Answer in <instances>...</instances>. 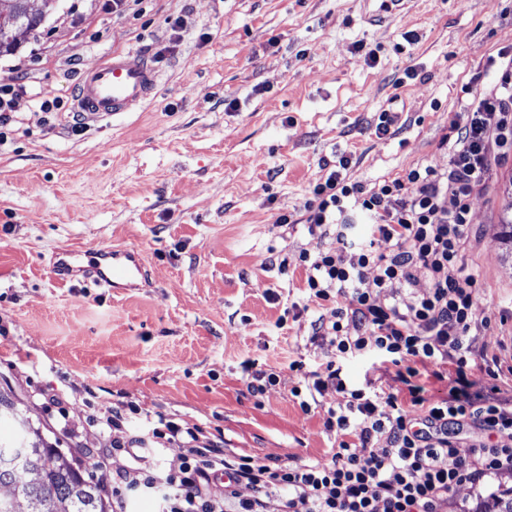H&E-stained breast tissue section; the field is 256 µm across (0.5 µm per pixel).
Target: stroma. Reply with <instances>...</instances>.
<instances>
[{"label":"stroma","mask_w":512,"mask_h":512,"mask_svg":"<svg viewBox=\"0 0 512 512\" xmlns=\"http://www.w3.org/2000/svg\"><path fill=\"white\" fill-rule=\"evenodd\" d=\"M102 3L59 0L0 57V80L34 91L0 145V389L107 496L112 470L93 460L111 447L103 422L121 404L131 435L163 417L242 455L328 461L338 394L326 389L307 412L293 394L337 360L313 336L330 310L310 301L299 261L337 246L304 222L310 187L342 156L368 188L417 166L446 170L452 120L494 86L486 60L512 50V0ZM127 50L158 68L153 99L74 134L80 73ZM39 99L63 108L45 118ZM383 111L399 130L379 138L370 124ZM511 183L512 159L471 202L468 262L495 313L512 310L499 239ZM283 213L294 223H277ZM64 245L136 251L148 277L114 290L61 283L51 266ZM247 361L277 385L253 395ZM339 362L349 385L408 394L377 358Z\"/></svg>","instance_id":"35a3bbf8"}]
</instances>
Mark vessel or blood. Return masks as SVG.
Wrapping results in <instances>:
<instances>
[{"instance_id":"vessel-or-blood-1","label":"vessel or blood","mask_w":512,"mask_h":512,"mask_svg":"<svg viewBox=\"0 0 512 512\" xmlns=\"http://www.w3.org/2000/svg\"><path fill=\"white\" fill-rule=\"evenodd\" d=\"M158 80L157 69L142 53L115 52L81 73L74 108L92 126L135 112L150 99ZM53 273L61 282L80 278L100 288H126L142 276L143 267L127 249H67L57 255Z\"/></svg>"}]
</instances>
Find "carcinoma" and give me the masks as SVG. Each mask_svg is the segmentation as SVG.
<instances>
[{
  "label": "carcinoma",
  "mask_w": 512,
  "mask_h": 512,
  "mask_svg": "<svg viewBox=\"0 0 512 512\" xmlns=\"http://www.w3.org/2000/svg\"><path fill=\"white\" fill-rule=\"evenodd\" d=\"M58 0H45L44 10L33 14L27 0H11L13 23L0 26V56L19 49L13 31L25 26L38 29ZM19 420L24 436L13 442L0 440V512H15L12 502L27 503V512H112V503L104 498L101 488L75 467L59 449L46 443L39 430L20 413L12 393L0 390V418ZM474 512H512V490L493 495L480 502Z\"/></svg>",
  "instance_id": "1"
}]
</instances>
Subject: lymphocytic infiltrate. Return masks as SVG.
I'll return each instance as SVG.
<instances>
[{"label":"lymphocytic infiltrate","mask_w":512,"mask_h":512,"mask_svg":"<svg viewBox=\"0 0 512 512\" xmlns=\"http://www.w3.org/2000/svg\"><path fill=\"white\" fill-rule=\"evenodd\" d=\"M496 85L451 129L448 168L409 170L405 178L372 189L349 181L340 157L311 189L306 217L311 228H333L343 253L301 252L312 301L330 307L318 319L315 337L336 349L337 359L377 355L408 386L409 403L392 393L347 386L334 361L313 372L312 390L335 388L338 408L327 425L340 438L330 461L287 463L277 456H243L224 448H201L200 427L159 422L149 439L125 435V416L105 420L115 431L112 468L118 499L147 494L158 512H272L279 492L304 512H449L454 491L464 484L512 473V447L471 448L461 454L454 434L475 427L512 438V363L484 358L483 379L469 366L468 337L490 323L475 299L478 280L464 260L471 234L470 202L486 186L494 159L512 148V55L486 62ZM417 187L415 194L406 184ZM454 207H447L446 198ZM371 217L366 237L353 235L348 211ZM389 251L381 252L377 243ZM430 283L414 292L417 274ZM444 383L429 393L422 370ZM162 448L179 442L178 467L146 464L144 442ZM248 487L250 496L239 493Z\"/></svg>","instance_id":"1"}]
</instances>
